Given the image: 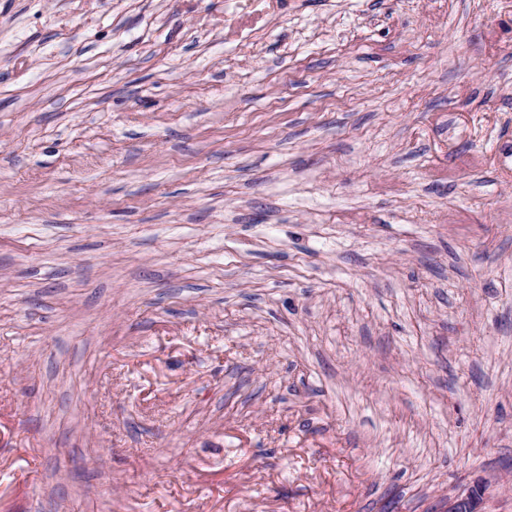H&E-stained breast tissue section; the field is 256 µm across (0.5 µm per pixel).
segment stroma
Returning <instances> with one entry per match:
<instances>
[{"mask_svg": "<svg viewBox=\"0 0 512 512\" xmlns=\"http://www.w3.org/2000/svg\"><path fill=\"white\" fill-rule=\"evenodd\" d=\"M512 512V0H0V512Z\"/></svg>", "mask_w": 512, "mask_h": 512, "instance_id": "stroma-1", "label": "stroma"}]
</instances>
